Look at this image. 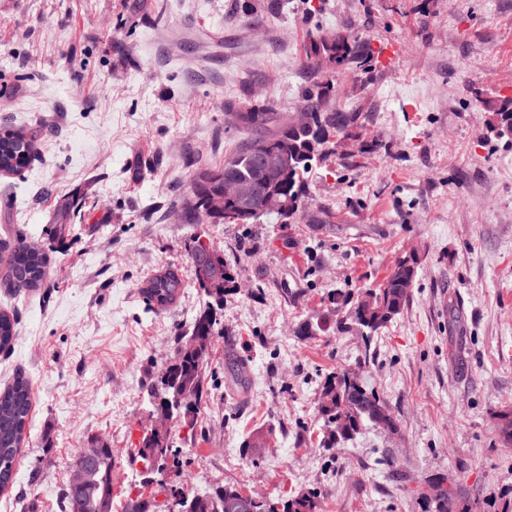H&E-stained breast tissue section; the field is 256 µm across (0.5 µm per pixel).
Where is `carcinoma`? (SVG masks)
<instances>
[{
	"label": "carcinoma",
	"mask_w": 512,
	"mask_h": 512,
	"mask_svg": "<svg viewBox=\"0 0 512 512\" xmlns=\"http://www.w3.org/2000/svg\"><path fill=\"white\" fill-rule=\"evenodd\" d=\"M305 58L309 62L326 60L343 66L355 62L368 63V56L348 37L336 35H310L304 44ZM333 84L326 80L317 90L309 92L303 108L308 121L296 124L283 112H272L264 106H255L248 112H235L238 125L252 131L242 145L218 167L206 168L198 174L192 192L185 202L191 224H251L263 214L258 212L261 199L276 195L287 202L286 211L279 213L283 222L298 216L304 209L307 195L306 175L313 165L323 163L338 153L343 141L356 138L362 113L342 112L329 106ZM482 108L492 113L491 130L498 135L512 136V97L481 101ZM34 136L24 129H0V172L16 174L30 162L34 149ZM275 156L280 164L276 176L268 175L256 159L254 146ZM252 182L259 192L254 204L255 213H242L234 199L225 196L224 182L228 179ZM224 198L223 208L213 211L209 201ZM8 252L3 271L4 281L13 288L35 290L45 282L47 259L44 253L31 249L23 242L0 244ZM417 260L403 257L388 271L377 288H369L356 298L341 288L331 291L328 300L332 312L328 316L307 322L300 333L311 336L330 330L346 332L357 328L364 338L365 347L371 344L380 330L386 328L401 314L410 297V286L417 274ZM219 275L212 288L200 286L207 297L204 307L194 317L190 336L200 340L203 349L197 355L176 356L166 367L172 382L158 379L152 386L149 399L155 407H165L171 418L185 424L193 423L194 416L207 396L204 387V368L208 363L213 338L219 335L215 305L224 298L225 289L234 282L233 268L224 257L218 258ZM159 291L165 299H175L179 278L169 274L159 279ZM16 338V320L7 312H0V351L12 348ZM31 380L23 373L0 390V491L13 483L14 467L18 460L31 419ZM318 414L324 422L323 447L332 448L355 436L370 425L381 428L395 423L384 401L374 389L348 382L346 373H332L325 377L321 387ZM157 443L144 437L138 445L127 449L130 462L140 463L144 469L151 466L153 448ZM85 478L80 484H66L62 490V512H99L97 504H113L115 466L112 449L90 448L88 455L78 457ZM191 512H317L318 496L307 491L286 500L271 499L262 502L253 511L239 499V489L233 484L217 486L203 493L189 494Z\"/></svg>",
	"instance_id": "carcinoma-1"
}]
</instances>
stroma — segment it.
<instances>
[{
  "instance_id": "stroma-1",
  "label": "stroma",
  "mask_w": 512,
  "mask_h": 512,
  "mask_svg": "<svg viewBox=\"0 0 512 512\" xmlns=\"http://www.w3.org/2000/svg\"><path fill=\"white\" fill-rule=\"evenodd\" d=\"M314 31L356 37L370 67L304 64ZM329 79L364 115L359 144L313 170L300 219L188 223L195 173L244 139L233 113L295 114ZM482 96L512 97V0H0V127L36 135L29 166L0 175V239L48 258L38 291L0 279L18 334L0 384L25 371L33 397L0 512H61L80 449L102 443L112 512H129L147 389L204 303L201 236L235 280L209 395L171 424L170 483L314 490L321 512H512V138L488 130ZM404 256L410 302L372 346L300 335L331 290L376 287ZM168 268L182 288L160 309L139 288ZM347 368L398 432L324 448L321 386Z\"/></svg>"
}]
</instances>
